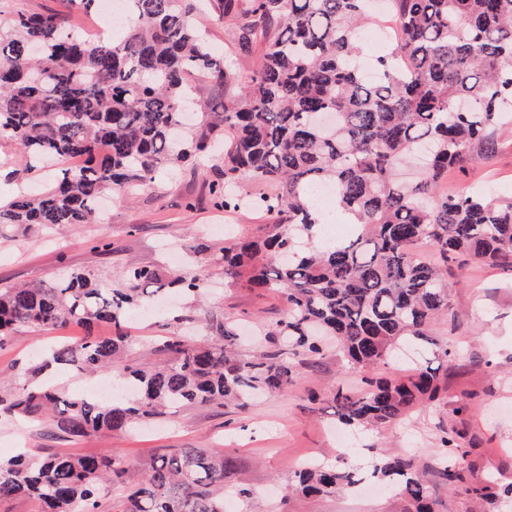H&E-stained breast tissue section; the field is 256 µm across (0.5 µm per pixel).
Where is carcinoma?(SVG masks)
<instances>
[{"instance_id": "obj_1", "label": "carcinoma", "mask_w": 512, "mask_h": 512, "mask_svg": "<svg viewBox=\"0 0 512 512\" xmlns=\"http://www.w3.org/2000/svg\"><path fill=\"white\" fill-rule=\"evenodd\" d=\"M133 17L125 36L92 42L58 14L17 11L0 17V137L28 158H81L56 175L55 186L0 205V225L95 224L98 201L118 202L151 189L156 175L201 161L224 132V171L211 185L224 209L257 206L273 221L256 240L224 248V278L282 294L286 317L265 332L272 348L237 353L233 323L214 316L210 334L172 336L160 360L136 366L118 356L128 308L177 287L198 296L205 271L167 280L160 268L130 264L111 288L90 269H74L51 285L0 288V342L20 328H63L108 322L116 336L53 347L44 366L80 372L109 369L137 392L102 403L67 394L33 369L0 409L33 424L53 418L69 437L122 432L139 420L196 404L247 405L258 392L288 388L295 356L323 355L319 336L366 374L370 389L336 388L337 420L385 427L415 406L437 400V369L404 380L371 373L408 340L426 336L448 312L454 284L448 261L469 255L512 268V200L491 204L481 192L441 189L448 170L464 168L494 148L492 127L512 116V0H391L401 38L376 60L378 76L360 71L359 34L374 20L375 0H225L241 18L236 46L260 64L240 94L241 106L183 122L189 77L225 82L232 63L218 56L189 18L188 0H125ZM277 183L272 196L232 191L240 177ZM334 184L337 210L357 226L353 236L302 252L316 237L312 188ZM436 251L416 258L414 241ZM449 428L442 479L480 500L497 495L472 482L469 450ZM370 478L398 488L416 512H431L429 489L410 457L375 449ZM224 452L181 448L161 454L117 512H224ZM124 469L110 454H19L0 459V499L27 496L44 512H105L103 498L123 486ZM305 493L330 495L358 486L348 466L303 464Z\"/></svg>"}]
</instances>
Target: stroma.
<instances>
[{
	"instance_id": "stroma-1",
	"label": "stroma",
	"mask_w": 512,
	"mask_h": 512,
	"mask_svg": "<svg viewBox=\"0 0 512 512\" xmlns=\"http://www.w3.org/2000/svg\"><path fill=\"white\" fill-rule=\"evenodd\" d=\"M65 13L77 27L91 34L107 18L87 16L67 0H0V12ZM193 21L206 30L213 50L232 55L239 20L225 13L224 0H198ZM258 66L242 57L233 66L232 81L221 84L206 76L192 77L197 110L212 112L235 105L242 87ZM498 146L477 164L448 174V188L489 187L495 201L512 200V122L496 125ZM218 161L161 175L155 189L137 193L130 203L110 202L101 224L35 226L21 233L0 225V286L51 283L82 267L114 280L128 264L156 265L167 270H216L225 246L240 237L260 235L268 222L252 208L223 210L214 205L210 183L219 174ZM54 171L45 163L28 167L9 140H0V200L18 191L37 193L52 185ZM105 248H98V241ZM451 293V313L429 327L428 340L414 341L406 361L379 369V376L399 379L411 365L437 367L441 386L437 401L422 405L386 429L344 426L336 421L332 402L336 387L361 389L359 374L336 352L324 358L296 360L293 383L285 392L263 395L245 410L220 405H191L164 419L137 424L123 433L100 432L81 439L61 436L51 419L29 426L0 414V456L21 449L32 452L98 454L111 451L125 469L127 486L138 485L160 454L180 448L223 449L234 467L228 482L254 489L249 499H237V512H407L408 501L397 493L362 495L348 489L330 496L291 492L294 472L305 461L347 465L368 475L370 448L385 443L392 457L412 456L429 488L433 512H512V497L477 500L449 490L440 476L441 436L452 427L464 436L470 453L465 461L476 480L490 479L498 487L512 484V268L468 259ZM287 306L279 293L216 283L194 308L179 297L167 299L160 311L141 315L131 310L124 330L131 342L126 363L154 358L155 346L167 336L182 334L187 321L214 315L239 324L240 352L250 356L266 348L264 326L275 323ZM111 324L62 329L23 328L0 347V392L15 390L39 362L49 345L72 343L87 335L114 336ZM452 346L457 358L441 366L435 354ZM471 394V408L455 413L463 394Z\"/></svg>"
}]
</instances>
